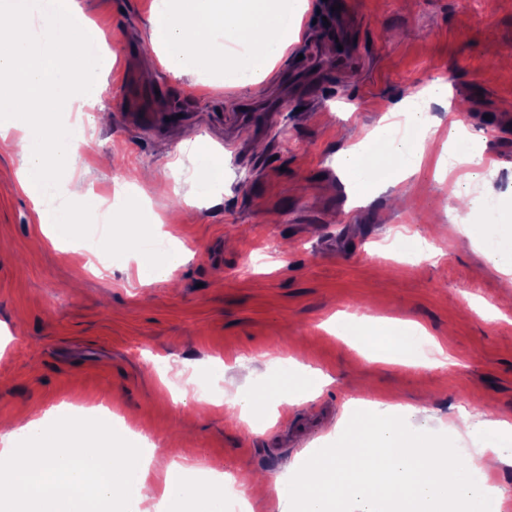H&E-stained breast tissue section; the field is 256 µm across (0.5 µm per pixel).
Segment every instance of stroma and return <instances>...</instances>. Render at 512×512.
Listing matches in <instances>:
<instances>
[{"mask_svg": "<svg viewBox=\"0 0 512 512\" xmlns=\"http://www.w3.org/2000/svg\"><path fill=\"white\" fill-rule=\"evenodd\" d=\"M115 53L103 71L105 124L86 128L94 153L76 161L83 193L107 196L129 167L147 168L168 192L142 184L134 202L162 216L140 238L180 243L167 276H137L130 248L88 264L42 231L31 200L13 186L20 165L0 143V420L22 406H111L154 440L155 461L224 462L259 482L253 512H278L274 488L289 467L336 445L358 401L403 404L414 427L460 425V410L512 422V276L484 256L477 234L449 217L454 179L433 168L416 179L417 203L391 190L352 195L337 152L435 78L463 114L493 171L480 191L512 201V0H350L353 57L335 65L315 0L287 33L267 75L227 88L220 73L174 76L139 60L154 0H79ZM224 167L222 185L191 192L197 152ZM392 316L423 325L416 364L378 365L328 332L333 315ZM438 340L449 357L426 367ZM329 382L284 406L260 429L241 421L236 395L258 389L280 359ZM222 359L216 379L206 371ZM179 394H160L162 381ZM221 388L214 407L200 388Z\"/></svg>", "mask_w": 512, "mask_h": 512, "instance_id": "1", "label": "stroma"}]
</instances>
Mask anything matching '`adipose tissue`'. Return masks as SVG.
<instances>
[{
  "mask_svg": "<svg viewBox=\"0 0 512 512\" xmlns=\"http://www.w3.org/2000/svg\"><path fill=\"white\" fill-rule=\"evenodd\" d=\"M293 0H156L151 47L163 48L174 75L202 73L222 65L224 82L244 87L286 48ZM38 24L55 34L59 49L31 61L21 25ZM245 44L224 64V38ZM102 42L86 26L78 0H0V137L11 141L22 164L19 189L35 205L51 241L69 238L82 212L100 202L89 194H63L59 171L73 168L78 151L74 126L85 108L97 107L104 92ZM421 113L404 115V134H368L341 149L336 160L358 196L379 181L411 192L425 164L436 176L462 165L483 166L482 151L466 135L448 138L425 131ZM485 253L500 270H512V221L501 218L479 227ZM426 330L418 323L379 320L370 329L372 362L413 358ZM309 383L279 379L277 388L242 397L241 415L268 412L270 405L311 399ZM26 445H15L16 435ZM512 451V423L499 421L485 439L478 463L464 465L442 441L405 421L378 418L373 410L353 415L335 447L324 449L275 487L279 512H500L505 493L489 478ZM0 512H126L128 505L157 502L163 512H224L217 486L177 479L184 462L152 465L151 456L132 451L125 439H90L59 409L31 413L22 428L0 424Z\"/></svg>",
  "mask_w": 512,
  "mask_h": 512,
  "instance_id": "obj_1",
  "label": "adipose tissue"
}]
</instances>
